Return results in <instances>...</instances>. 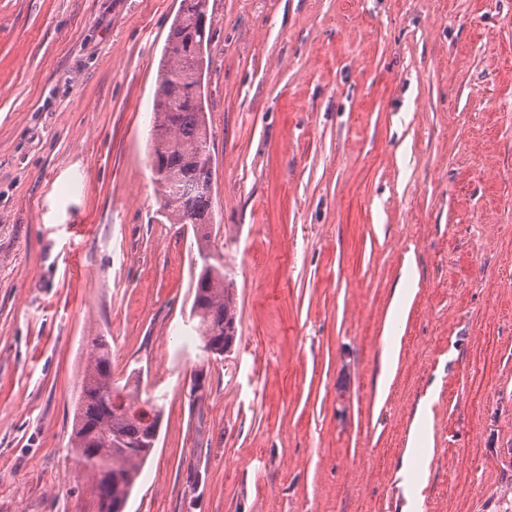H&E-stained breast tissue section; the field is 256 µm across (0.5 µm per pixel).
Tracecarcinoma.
<instances>
[{"label":"carcinoma","instance_id":"carcinoma-1","mask_svg":"<svg viewBox=\"0 0 512 512\" xmlns=\"http://www.w3.org/2000/svg\"><path fill=\"white\" fill-rule=\"evenodd\" d=\"M207 14V0H179L167 41L179 50L164 53L157 78L151 134L152 169L162 207L172 224L191 226L200 258L192 315L203 353L226 352L237 337V311L224 285V264L208 246L214 223L210 130L203 79L210 29L190 19ZM163 396L141 388L140 378L112 376V348L92 339L70 439L72 451L94 480L99 512H120L157 442Z\"/></svg>","mask_w":512,"mask_h":512}]
</instances>
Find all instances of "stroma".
Instances as JSON below:
<instances>
[{
    "mask_svg": "<svg viewBox=\"0 0 512 512\" xmlns=\"http://www.w3.org/2000/svg\"><path fill=\"white\" fill-rule=\"evenodd\" d=\"M178 7L0 0V512H98L69 444L97 336L165 403L124 512H512V0H208L240 325L207 362L149 151Z\"/></svg>",
    "mask_w": 512,
    "mask_h": 512,
    "instance_id": "stroma-1",
    "label": "stroma"
}]
</instances>
